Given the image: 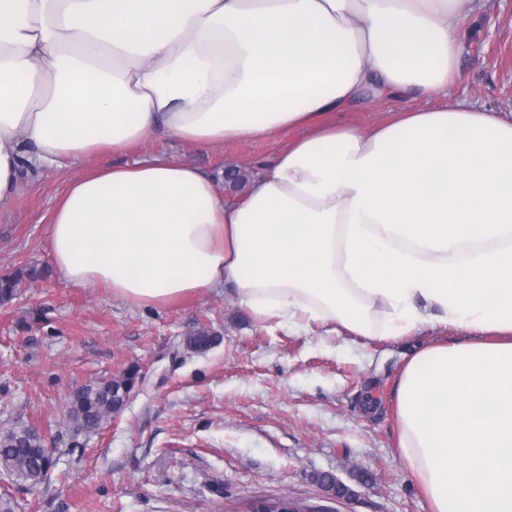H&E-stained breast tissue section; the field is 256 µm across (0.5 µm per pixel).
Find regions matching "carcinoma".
<instances>
[{"label":"carcinoma","instance_id":"obj_1","mask_svg":"<svg viewBox=\"0 0 512 512\" xmlns=\"http://www.w3.org/2000/svg\"><path fill=\"white\" fill-rule=\"evenodd\" d=\"M47 273L44 268L26 266L15 272L0 275V306L7 305L18 294L21 279H36ZM218 336L206 328H200L187 338V346L202 352L211 348ZM137 371L131 369L121 377L98 381L84 386L72 395L68 418L77 432L89 434L97 431L109 416L119 412L124 404L112 393V388L132 389ZM56 449L47 448L35 427L10 429L0 432V470L21 487H34L42 483L54 465Z\"/></svg>","mask_w":512,"mask_h":512}]
</instances>
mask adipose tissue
<instances>
[{
	"instance_id": "ef3b65f1",
	"label": "adipose tissue",
	"mask_w": 512,
	"mask_h": 512,
	"mask_svg": "<svg viewBox=\"0 0 512 512\" xmlns=\"http://www.w3.org/2000/svg\"><path fill=\"white\" fill-rule=\"evenodd\" d=\"M478 0H0V202L22 166L160 133L286 134L248 190L160 154L70 180L48 225L69 284L396 338L442 325L397 389L430 512H512V119L415 108L461 77ZM403 103L370 126L336 113Z\"/></svg>"
}]
</instances>
